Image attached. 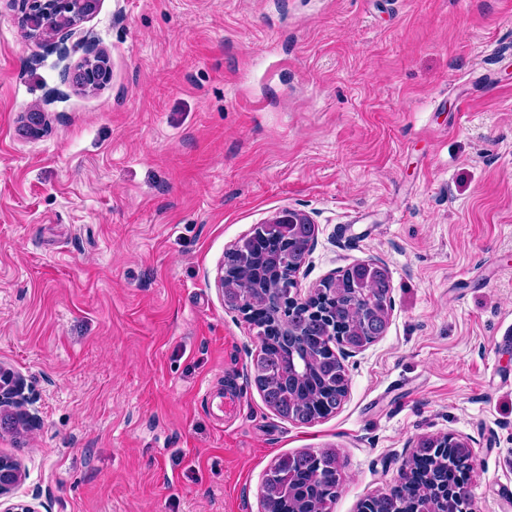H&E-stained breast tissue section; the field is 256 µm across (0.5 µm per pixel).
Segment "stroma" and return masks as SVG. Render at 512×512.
I'll use <instances>...</instances> for the list:
<instances>
[{
    "instance_id": "stroma-1",
    "label": "stroma",
    "mask_w": 512,
    "mask_h": 512,
    "mask_svg": "<svg viewBox=\"0 0 512 512\" xmlns=\"http://www.w3.org/2000/svg\"><path fill=\"white\" fill-rule=\"evenodd\" d=\"M80 30L110 80L28 137L63 64L29 67L0 0V368L38 418L0 417L14 501L260 512L278 458L332 448V512H358L451 434L473 512H512V0H101ZM288 208L316 226L299 288L374 259L391 285L307 425L266 404L216 282ZM65 95L66 94L62 90L56 89L48 95L42 103H34L30 105L24 115V132L30 136H39L47 124L48 113H46L45 106L54 103L58 99H63Z\"/></svg>"
}]
</instances>
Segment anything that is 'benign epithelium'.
<instances>
[{
	"label": "benign epithelium",
	"instance_id": "1",
	"mask_svg": "<svg viewBox=\"0 0 512 512\" xmlns=\"http://www.w3.org/2000/svg\"><path fill=\"white\" fill-rule=\"evenodd\" d=\"M11 7L20 13V23L25 35L37 41L43 49V55L55 54L58 60L65 61L71 54L82 52L80 61L64 65L61 83L70 88H98L110 77L108 60L96 41L84 37L72 41L74 27L94 15L100 0H7ZM65 97V93L57 89L42 102L30 105L24 115L23 130L30 136L40 135L47 124L46 106ZM272 223L310 224L308 215L296 210H284L276 216ZM301 265L284 266L279 270L280 286L288 294L290 301L302 300L296 284V275ZM337 344L336 358L343 363L361 352L367 345L366 341H357L346 334L340 339H331ZM26 384L21 377L8 372H0V409L13 408L20 415L29 417L26 405L31 403L25 393ZM429 446L438 454L461 465L457 484L448 490V512H470V500L467 490V473L474 467V455L471 447L464 441L453 436L440 439H429ZM22 472L19 462L12 458L0 457V512H37L23 503L4 505L14 487L21 479Z\"/></svg>",
	"mask_w": 512,
	"mask_h": 512
}]
</instances>
